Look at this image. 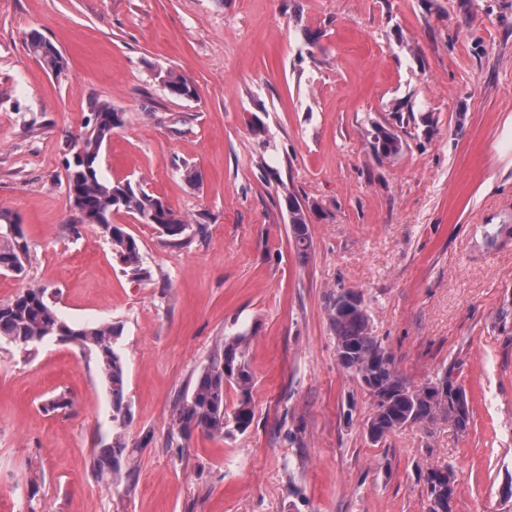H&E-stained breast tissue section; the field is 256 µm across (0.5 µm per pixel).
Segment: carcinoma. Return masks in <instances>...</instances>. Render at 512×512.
I'll return each mask as SVG.
<instances>
[{
  "label": "carcinoma",
  "mask_w": 512,
  "mask_h": 512,
  "mask_svg": "<svg viewBox=\"0 0 512 512\" xmlns=\"http://www.w3.org/2000/svg\"><path fill=\"white\" fill-rule=\"evenodd\" d=\"M28 50L44 65L60 74L67 62L60 50L49 39L37 32L26 38ZM168 95L175 99L192 100L197 92L186 75L169 69L158 75ZM91 115L98 123L86 122L72 142L83 144L91 161L77 168L67 165V194L71 208L77 214V224H99L107 232L112 251L127 275L136 280L151 278L144 266L139 246L123 225L112 223L114 211L124 210L141 224L152 225L172 240H179L190 224L176 214L162 197L135 188L129 181H109L98 171L101 148L112 136V131L124 125V112L108 101H95ZM370 148L381 160L399 157L404 151L402 138L382 126H372ZM288 211L292 238L297 253L305 257L311 248L308 235L309 213L312 208L300 204L288 195ZM28 244L23 229L9 211L0 210V273L19 276L24 272ZM355 290L342 288L329 299L328 317L335 336L336 352L350 350L344 370L355 375L371 397L372 413L367 427L378 442L388 435L412 425H424L442 417L461 432L470 423L469 409L458 410L452 393L437 398L430 388L413 392L409 382L399 372L395 357L371 333V316L364 297L359 304L348 299ZM122 329L110 322L79 323L65 319L48 298L47 290L29 286L21 289L8 302L0 303V344L13 345L31 352L49 340L72 343L94 356L112 398V426L116 433L105 448L93 454V469L98 477L117 480L128 467L127 444L121 432L129 414L126 398V377L117 343ZM249 338L243 334L224 337L211 353L207 364L197 376L191 391L185 396L176 416L181 434L187 435L199 428L211 436L226 437L246 432L253 423L251 404L253 376L247 360ZM232 387L238 399L227 408L224 389ZM449 465L431 467L424 473V483L431 507L438 502L448 507Z\"/></svg>",
  "instance_id": "1"
}]
</instances>
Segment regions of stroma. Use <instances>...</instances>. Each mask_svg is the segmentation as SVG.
<instances>
[{
    "mask_svg": "<svg viewBox=\"0 0 512 512\" xmlns=\"http://www.w3.org/2000/svg\"><path fill=\"white\" fill-rule=\"evenodd\" d=\"M32 31L65 76L30 54ZM170 68L195 100L167 94ZM94 100L125 114L101 176L190 224L174 242L113 213L148 281L100 225L73 222L66 160ZM375 123L402 137L400 157L373 156ZM292 196L313 208L305 257ZM1 208L29 257L0 275V302L40 286L66 319L123 328L131 472L92 468L112 441L94 357L4 344L0 512H428L417 472L446 464L454 512H512V0H0ZM340 288L363 293L411 385L455 366L466 431L439 419L367 438L370 399L328 320ZM237 332L252 426L177 435L179 403ZM60 393L69 407L45 411ZM28 50L35 58H39L41 63L48 68L55 70L56 74H61L67 68V62L60 50L49 39L37 32H30L26 38Z\"/></svg>",
    "mask_w": 512,
    "mask_h": 512,
    "instance_id": "obj_1",
    "label": "stroma"
}]
</instances>
